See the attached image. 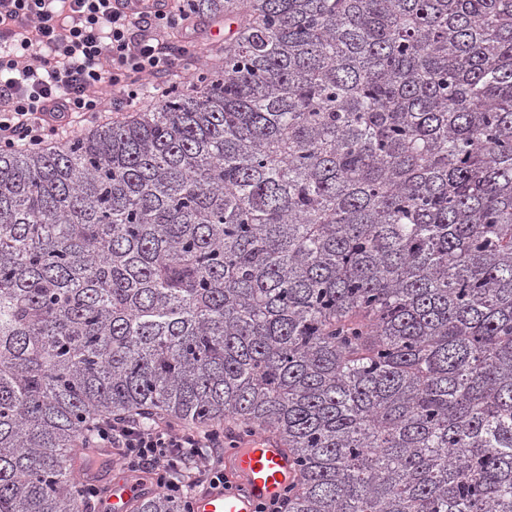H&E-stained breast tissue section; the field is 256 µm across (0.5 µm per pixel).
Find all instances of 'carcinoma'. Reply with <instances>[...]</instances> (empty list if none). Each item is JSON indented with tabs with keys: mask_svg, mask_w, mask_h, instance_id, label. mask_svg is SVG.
<instances>
[{
	"mask_svg": "<svg viewBox=\"0 0 512 512\" xmlns=\"http://www.w3.org/2000/svg\"><path fill=\"white\" fill-rule=\"evenodd\" d=\"M186 8L224 55L0 151V512H90L115 416L262 427L288 512H512V0ZM237 23L234 21L229 27L228 23L224 22V16L216 20H206L205 25H203L206 33L199 38L194 47L197 52L195 61L204 62L212 59L211 49L224 47V43L227 42L226 39L235 29Z\"/></svg>",
	"mask_w": 512,
	"mask_h": 512,
	"instance_id": "1",
	"label": "carcinoma"
}]
</instances>
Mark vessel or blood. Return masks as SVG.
I'll list each match as a JSON object with an SVG mask.
<instances>
[{
  "label": "vessel or blood",
  "mask_w": 512,
  "mask_h": 512,
  "mask_svg": "<svg viewBox=\"0 0 512 512\" xmlns=\"http://www.w3.org/2000/svg\"><path fill=\"white\" fill-rule=\"evenodd\" d=\"M295 458L280 443L265 435H256L244 445L232 449L225 459V473L233 488L200 494L195 512H255L257 504L281 496L295 480ZM142 487L118 478L102 503L103 512H130L134 502L144 499Z\"/></svg>",
  "instance_id": "obj_1"
}]
</instances>
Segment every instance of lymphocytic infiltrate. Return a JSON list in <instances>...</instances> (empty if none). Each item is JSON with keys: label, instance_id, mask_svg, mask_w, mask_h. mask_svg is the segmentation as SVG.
<instances>
[{"label": "lymphocytic infiltrate", "instance_id": "obj_1", "mask_svg": "<svg viewBox=\"0 0 512 512\" xmlns=\"http://www.w3.org/2000/svg\"><path fill=\"white\" fill-rule=\"evenodd\" d=\"M199 22L175 0H0V148L40 150L113 95L146 98V79L187 69ZM108 448L138 483L190 496L175 474L224 432L133 417L99 423L82 440Z\"/></svg>", "mask_w": 512, "mask_h": 512}]
</instances>
